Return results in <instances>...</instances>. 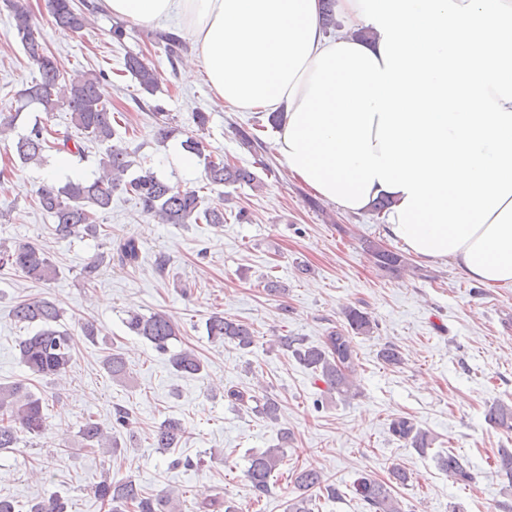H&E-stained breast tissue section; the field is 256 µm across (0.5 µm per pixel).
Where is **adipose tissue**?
Listing matches in <instances>:
<instances>
[{
  "instance_id": "1",
  "label": "adipose tissue",
  "mask_w": 512,
  "mask_h": 512,
  "mask_svg": "<svg viewBox=\"0 0 512 512\" xmlns=\"http://www.w3.org/2000/svg\"><path fill=\"white\" fill-rule=\"evenodd\" d=\"M113 17L145 26L175 22L197 48L187 76L204 74L220 105L293 114L305 97L312 62L331 42L378 52L382 37L361 20L355 0H336L335 39L320 22L322 0H98ZM465 276L512 288V196L457 251Z\"/></svg>"
}]
</instances>
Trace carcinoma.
<instances>
[{"instance_id":"carcinoma-1","label":"carcinoma","mask_w":512,"mask_h":512,"mask_svg":"<svg viewBox=\"0 0 512 512\" xmlns=\"http://www.w3.org/2000/svg\"><path fill=\"white\" fill-rule=\"evenodd\" d=\"M6 2L16 37L26 58L37 69L38 78L19 93V106L15 112L0 114V136L7 137L22 111L36 105L48 115L60 108L67 109L78 129L88 137L107 144L104 154L97 160L98 175L93 179L69 180L63 185L46 181L35 190L38 205L55 220L56 235L62 239L97 236L100 228L97 215L111 208L112 197L117 192L134 198L142 213L159 224H197L203 220L217 227L223 225L224 210L205 206L198 190L172 184L160 178L150 167L140 165L138 169H133L131 153L115 140L116 131L112 123V110L108 107L104 74L89 71L76 81L66 78L44 44L39 24L25 0ZM46 8L60 30L72 33L89 26L95 12V4L88 0L81 5L75 4L74 0H46ZM321 25L329 34L336 32L335 0H323ZM158 40L163 43L164 52L171 62L181 58L186 51L185 39L174 31L158 33ZM125 68L143 92L153 96L160 91L158 72L139 56H127ZM192 120L197 128L195 133L164 121L158 127L156 136L162 142L184 136L181 147L185 152L204 160V178L209 186L255 188L261 185L258 175L250 167L229 165L220 158L214 159L205 154L206 145L200 132L206 129L209 115L197 111L192 113ZM52 146L59 152L84 156L81 143L68 135L57 139ZM52 146L46 137L45 126L36 122L27 135L17 140L14 151L21 162L38 163ZM364 247L383 269L398 272L405 266L403 255L374 240H365ZM138 256L139 246L135 238L127 237L120 241L121 262L132 264ZM5 268L43 283L58 276L57 267L48 253L31 241L0 242V269ZM14 317L19 322L38 327V331L18 343L19 361L28 369L30 376L0 384V450L16 448L24 439L41 435L47 419L46 406L44 400L31 390V378L60 379L66 376L78 346L74 333L60 329V309L44 297L20 301L14 307ZM344 317L346 329L329 331L318 345H308L304 340L291 336H279L276 343L281 349L292 352L302 366L318 373L329 390L344 399H351L358 394L356 375L359 367L353 336L371 335L375 324L367 313L356 307L347 308ZM125 324L130 332L147 340L155 350L169 354V363L174 371L191 376L204 372L205 364L195 350L183 348L170 351L169 343L180 335V328L169 314L156 312L145 316L130 311ZM205 327L208 338L213 341H224L243 350L255 343V331L251 327L221 313L211 314ZM379 359L391 367L404 364L400 350L391 344L379 351ZM102 367L114 380L126 377L127 362L120 353L104 355ZM225 397L234 406L246 407L271 422L278 421L279 401L264 389L251 393L230 388L225 392ZM487 421L512 429V405L504 402L495 404L487 413ZM389 432L419 454L427 453L433 441L429 431L407 417L392 419ZM185 434L186 427L182 420L166 418L152 432L153 445L169 451L178 447ZM80 437L84 448L92 454L98 451L112 453L117 448L112 434L90 417L82 424ZM290 440L288 432L283 431L280 433L281 444L249 458L245 477L254 498L260 499L272 492L271 478L282 465ZM436 462L453 482L467 484L472 480L464 460L453 452L438 455ZM494 464L498 475L512 484V451L500 450ZM409 480V472L394 467L391 481L362 475L354 481L353 488L370 512H403L400 500L393 494V485L404 486ZM291 483L297 495L288 500V512H312L313 497L320 492L336 498V484L327 482L320 471L297 468L292 471ZM92 490L94 497L109 512H182L179 497L167 491L157 495L148 494L134 480L114 479L109 471L103 473ZM198 507L199 512H238L234 502L220 497L206 499ZM29 512H69L68 501L52 494L33 501Z\"/></svg>"}]
</instances>
